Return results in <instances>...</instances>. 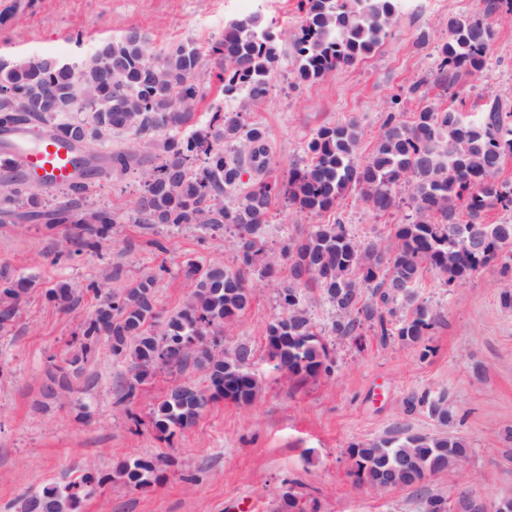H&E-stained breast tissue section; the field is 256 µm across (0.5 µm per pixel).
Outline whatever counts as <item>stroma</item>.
Segmentation results:
<instances>
[{
    "mask_svg": "<svg viewBox=\"0 0 512 512\" xmlns=\"http://www.w3.org/2000/svg\"><path fill=\"white\" fill-rule=\"evenodd\" d=\"M481 0H405L385 41L355 66L310 84H294L296 62L282 50L271 75L270 96L250 108V120L267 131L280 172L298 159L304 142L323 125L357 121L358 154L371 152L390 112L412 115L423 105L476 115L483 103L512 91V17L493 15L489 65L461 76L453 88L437 79L436 46L448 37V19L471 15ZM263 13L279 30L299 26L298 0H0V60L54 58L81 65L105 40L139 29L156 54L191 42L207 48L235 18ZM428 31L427 43L417 40ZM145 167L124 175L95 174L86 204L119 214L133 210ZM406 209L376 215L358 192L337 209L317 216L278 203L267 229L271 248L311 224H348L358 241H388ZM66 227L50 231L36 222L0 223V275L30 281L31 291L13 327L0 331V512H21L23 500L49 484L82 474L92 465L107 475L102 493L82 502L78 512H281L293 492L306 512H424V493L448 500L462 512L461 496L477 501L512 497V309L501 300L512 289V273L489 267L458 284L446 285L425 272L416 289L436 317L423 342L381 341L373 331L360 339L329 335L335 316L318 291L304 305L322 328L332 369L295 383L273 372L265 358V332L280 312L279 290L289 280L279 260L270 278H252L253 299L219 346L252 349L250 370L261 392L249 404L219 399L197 423L164 438L154 413L167 390L194 383L200 374L160 371L137 397L118 404L129 363L100 342L93 360L71 377L68 396L48 398L41 388L50 359L67 355L66 342L95 301L84 296L73 309L55 306L49 289L97 281L117 290L146 274H157L158 307H182L189 291L183 263L223 262L235 267L230 235H211L195 224L178 227L112 225L99 252L69 259L59 250ZM164 251H156L153 241ZM166 272H159V264ZM446 394L452 418L441 425L424 396ZM448 434L464 440L466 460L414 488L376 490L356 482L351 444L392 432ZM173 459L139 490L112 474L139 458Z\"/></svg>",
    "mask_w": 512,
    "mask_h": 512,
    "instance_id": "1",
    "label": "stroma"
}]
</instances>
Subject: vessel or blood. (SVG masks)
Returning <instances> with one entry per match:
<instances>
[{"label":"vessel or blood","instance_id":"1","mask_svg":"<svg viewBox=\"0 0 512 512\" xmlns=\"http://www.w3.org/2000/svg\"><path fill=\"white\" fill-rule=\"evenodd\" d=\"M7 153L25 173L38 174L54 184H68L74 180L75 152L65 139L53 134H46L35 141L25 132H16L10 138Z\"/></svg>","mask_w":512,"mask_h":512}]
</instances>
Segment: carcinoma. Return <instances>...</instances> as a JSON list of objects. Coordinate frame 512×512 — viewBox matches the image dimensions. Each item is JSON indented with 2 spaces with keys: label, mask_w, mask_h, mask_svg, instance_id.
Returning <instances> with one entry per match:
<instances>
[{
  "label": "carcinoma",
  "mask_w": 512,
  "mask_h": 512,
  "mask_svg": "<svg viewBox=\"0 0 512 512\" xmlns=\"http://www.w3.org/2000/svg\"><path fill=\"white\" fill-rule=\"evenodd\" d=\"M404 0H299L300 25L288 33L265 24L259 13L233 19L224 35L208 48L219 69L224 102L209 122L187 137L173 131L192 122L199 98V49L177 44L152 56L146 39L130 30L101 43L78 70L52 58L0 62V123L45 127L68 143L83 138L91 145L130 132L138 137L159 131L172 135L151 142L155 165L134 202L137 224H197L212 233L234 236L238 267L189 260L185 276L190 294L176 312L158 309L156 277L147 276L115 292H102L94 310L67 342L69 357L54 365L46 385L49 396L71 392L70 368L92 359L101 338L112 354L130 358L119 401L129 402L157 369L203 373L200 385L177 384L159 404L155 428L172 435L196 424L222 397L251 403L260 385L249 371L251 348L217 349L224 328L251 304V275L276 272L275 253L266 233L279 200L310 214L326 213L351 191L376 214L384 215L403 201L414 210L408 224L394 226L391 244L358 242L341 221L312 224L299 236L282 240L279 253L288 261L290 282L280 292L282 312L267 326L265 356L276 360L289 380L331 373L322 329L303 304V291L316 289L333 305L330 332L353 338L368 322L381 340L419 343L435 325L430 310L417 301L415 287L423 272H440L448 285L465 280L491 263L512 269V222H490L486 213L512 212V179L503 176L512 158V110L496 97L484 104L480 117L467 120L453 108L425 106L404 120L390 112L370 156H358L356 121L318 128L304 143L299 163L288 176L277 174L266 131L248 121L247 106L265 101L272 91L271 72L282 45L289 44L297 62L296 80L312 82L366 58L387 38ZM470 16L448 19V39L437 46L438 78L453 86L463 75H476L488 63L494 32L488 19L512 14V0H482ZM112 169L124 173L134 155L109 152ZM248 180H243V177ZM87 189L70 188L68 201L54 209L43 205L25 181L0 190V221L27 219L50 230L73 224L84 206ZM118 216L93 209L72 233L76 252L102 247L107 225ZM487 239L486 250L468 249L470 230ZM29 293L21 280L0 277V330L12 327L19 304ZM49 298L75 307L81 292L66 284L50 289ZM411 315L394 325L397 309ZM429 411L446 423L451 415L443 396L428 401ZM353 475L360 484L380 488L415 487L467 455L463 441L448 435L386 436L350 447ZM158 469L153 460L136 459L120 470L132 489L145 486ZM109 480L85 468L81 476L43 488L29 497L24 512H75L84 499Z\"/></svg>",
  "instance_id": "obj_1"
}]
</instances>
